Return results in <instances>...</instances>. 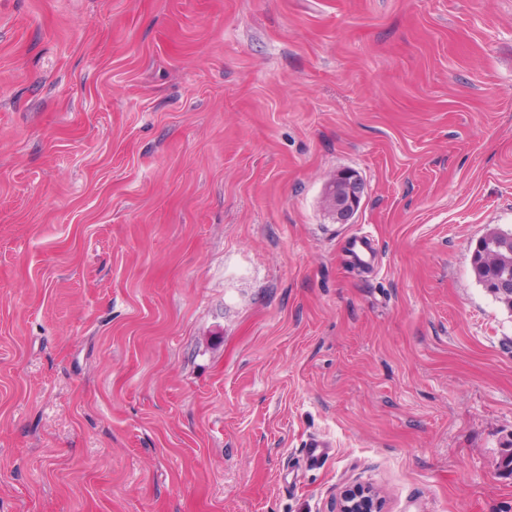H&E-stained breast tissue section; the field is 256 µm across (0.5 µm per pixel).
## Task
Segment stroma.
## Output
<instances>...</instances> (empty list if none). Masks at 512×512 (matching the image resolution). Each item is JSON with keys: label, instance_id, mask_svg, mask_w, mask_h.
<instances>
[{"label": "stroma", "instance_id": "stroma-1", "mask_svg": "<svg viewBox=\"0 0 512 512\" xmlns=\"http://www.w3.org/2000/svg\"><path fill=\"white\" fill-rule=\"evenodd\" d=\"M491 230L512 0H0V512H512ZM363 189L361 178L352 170L341 171L327 185L329 206L337 224L351 223L360 207ZM376 493L368 487L354 485L343 490L339 512H384Z\"/></svg>", "mask_w": 512, "mask_h": 512}]
</instances>
